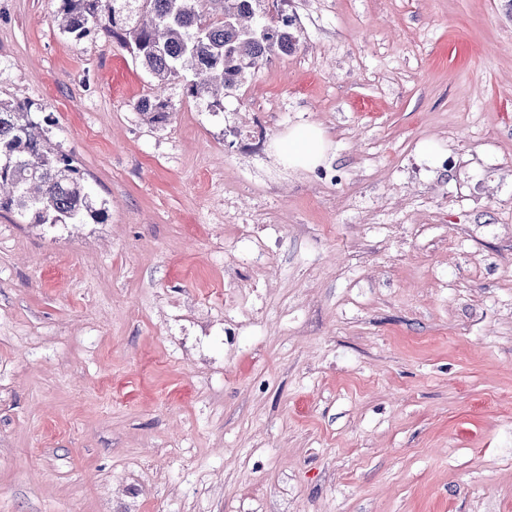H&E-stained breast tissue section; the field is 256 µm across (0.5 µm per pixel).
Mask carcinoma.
I'll return each mask as SVG.
<instances>
[{
  "mask_svg": "<svg viewBox=\"0 0 512 512\" xmlns=\"http://www.w3.org/2000/svg\"><path fill=\"white\" fill-rule=\"evenodd\" d=\"M60 29L79 41L93 32L116 40L156 80V93L135 103L153 127L167 125L172 104L166 87L190 71L193 98L223 106L224 91L241 86L268 58L296 51L291 24L265 20L266 33L252 31L265 16L263 0H59ZM49 117L0 99V214L35 224H84L105 220L92 189L74 160L48 136Z\"/></svg>",
  "mask_w": 512,
  "mask_h": 512,
  "instance_id": "1",
  "label": "carcinoma"
}]
</instances>
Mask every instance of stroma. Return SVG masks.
<instances>
[{
  "mask_svg": "<svg viewBox=\"0 0 512 512\" xmlns=\"http://www.w3.org/2000/svg\"><path fill=\"white\" fill-rule=\"evenodd\" d=\"M56 7L0 0V98L106 219L0 215V512H512V0H281L162 128ZM324 146L321 130L314 126H305L288 132L277 143L276 152L289 167L309 168L321 162Z\"/></svg>",
  "mask_w": 512,
  "mask_h": 512,
  "instance_id": "35a3bbf8",
  "label": "stroma"
}]
</instances>
